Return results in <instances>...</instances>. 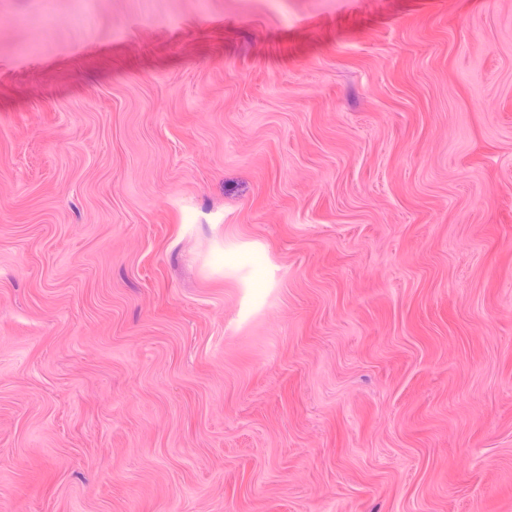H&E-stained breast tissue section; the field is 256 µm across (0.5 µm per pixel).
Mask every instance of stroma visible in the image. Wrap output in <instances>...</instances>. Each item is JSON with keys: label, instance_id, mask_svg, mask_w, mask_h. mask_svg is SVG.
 <instances>
[{"label": "stroma", "instance_id": "1", "mask_svg": "<svg viewBox=\"0 0 512 512\" xmlns=\"http://www.w3.org/2000/svg\"><path fill=\"white\" fill-rule=\"evenodd\" d=\"M0 512H512V0H0Z\"/></svg>", "mask_w": 512, "mask_h": 512}]
</instances>
